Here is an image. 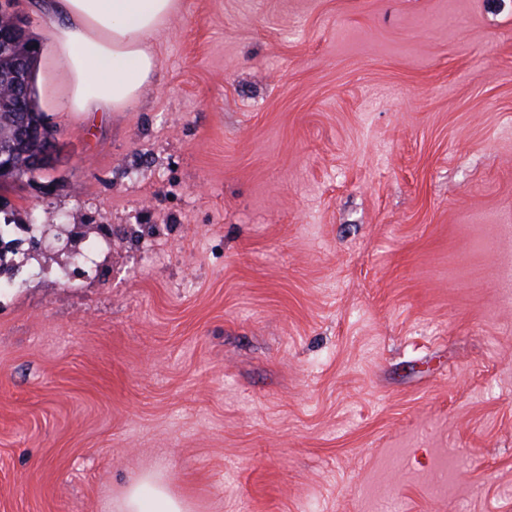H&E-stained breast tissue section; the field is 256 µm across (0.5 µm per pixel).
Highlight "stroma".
I'll return each instance as SVG.
<instances>
[{"mask_svg": "<svg viewBox=\"0 0 512 512\" xmlns=\"http://www.w3.org/2000/svg\"><path fill=\"white\" fill-rule=\"evenodd\" d=\"M153 48L93 118L44 64L0 512L148 470L193 512H512V0H180Z\"/></svg>", "mask_w": 512, "mask_h": 512, "instance_id": "stroma-1", "label": "stroma"}]
</instances>
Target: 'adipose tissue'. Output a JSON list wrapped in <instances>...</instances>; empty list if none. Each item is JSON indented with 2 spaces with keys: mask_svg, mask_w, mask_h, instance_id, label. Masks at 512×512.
<instances>
[{
  "mask_svg": "<svg viewBox=\"0 0 512 512\" xmlns=\"http://www.w3.org/2000/svg\"><path fill=\"white\" fill-rule=\"evenodd\" d=\"M179 0H51L44 55L59 65L68 85L67 112L119 111L132 107L155 73L149 46L177 12ZM116 512H191L158 473L133 476Z\"/></svg>",
  "mask_w": 512,
  "mask_h": 512,
  "instance_id": "obj_1",
  "label": "adipose tissue"
}]
</instances>
